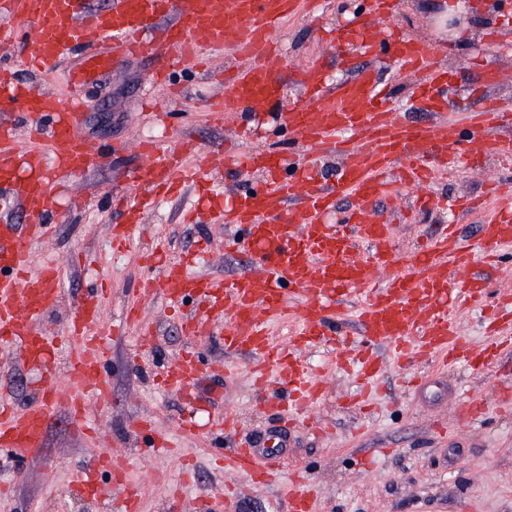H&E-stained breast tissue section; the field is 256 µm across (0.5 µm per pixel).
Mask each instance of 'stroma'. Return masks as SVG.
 Here are the masks:
<instances>
[{
	"instance_id": "1",
	"label": "stroma",
	"mask_w": 512,
	"mask_h": 512,
	"mask_svg": "<svg viewBox=\"0 0 512 512\" xmlns=\"http://www.w3.org/2000/svg\"><path fill=\"white\" fill-rule=\"evenodd\" d=\"M448 2L399 0L393 23L410 38L436 46V62L447 69L451 91L445 117L456 121L460 108L475 110L481 105L478 97L465 93L478 67L499 72L500 81L491 93L512 102V25L501 23L502 14L512 9V0H462V22L457 26L450 23ZM361 6L362 0H323L319 22H312L303 11L283 21L279 76L284 93L278 112L291 111L299 103L297 66L326 61L332 65L331 77L342 78V71L334 66L336 49L322 39L319 30L357 20ZM203 61L200 68L185 62L172 65V78L182 89L176 98L167 86H149L153 57L147 53L93 83L72 79L79 63L75 56L62 61L47 78L24 70L19 73L44 91L79 96L84 104V134L111 149L99 166L68 177L67 191L76 206L60 202L50 216L51 233L31 246L33 267L48 260L65 263L59 303L42 319L39 331L61 335L76 302L99 282L105 288L100 316L119 332L108 344L112 397L86 405L91 431H73L63 411L52 421L40 457L17 462L0 455V487L10 492L0 502V512H101L99 504L84 499L74 488L71 475L82 461L105 451L129 459L128 482L139 493L140 512H197L199 494L222 496L234 481L218 467L217 449L255 444L273 434L288 438L287 448L277 455L281 480L250 489L247 512H288V488L298 476L314 487L319 512H512V414L496 404L500 387L512 386V354L486 373L465 365L444 373L417 364L411 372L423 386L415 389L404 385L403 372L389 363L388 350H381L380 358L386 363L381 389L367 409L346 402L357 390L352 377L341 370L324 372L326 351L310 349L304 357L315 372L323 373L326 383L321 401L311 411L327 428L324 436L303 425H289L278 410L262 408L251 386L249 358L225 350L220 337L196 342L184 336L178 319L162 301L142 311L155 334V345L143 350L137 361H130L136 331L122 325L126 307L136 299L144 279L161 273L148 259L150 250L164 247L173 261L202 251L193 273L233 279L246 267V252L226 251L223 225L185 223L183 211L201 197L251 190L262 176L208 173L205 184L161 200L146 213L127 247L119 251L112 243V226L118 221L112 198L129 192L142 164L123 150V143L153 133L165 148L188 138L205 149L300 150L273 118L259 119L245 112L217 115L214 105L224 95L225 73L235 61L224 51L204 53ZM378 71L381 80L394 88L390 107L410 122L430 121L429 112L414 99L418 76L396 72L387 63L379 64ZM249 124L259 131L251 140L241 135ZM503 172L495 159L487 158L478 169L439 175L425 191H401L398 206L379 201L377 216L391 224L397 254L411 255L443 224L457 225L467 242H477L483 211L432 213L419 209L417 199L423 193L447 198L468 195L484 198L490 209L495 201L486 197V184ZM189 348L200 352L208 368L198 383L205 400L194 410L183 404L178 393L156 387L157 377ZM225 363L232 365V373L212 374V367ZM472 400L482 401L485 410L468 423L461 420L459 410ZM227 414L239 420L233 434L221 438L207 430L209 419ZM138 419L149 421L147 433L133 431L131 424ZM188 419L195 423V430L186 429ZM157 433L169 437L178 450L176 456L149 454Z\"/></svg>"
}]
</instances>
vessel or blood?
<instances>
[{
  "instance_id": "1",
  "label": "vessel or blood",
  "mask_w": 512,
  "mask_h": 512,
  "mask_svg": "<svg viewBox=\"0 0 512 512\" xmlns=\"http://www.w3.org/2000/svg\"><path fill=\"white\" fill-rule=\"evenodd\" d=\"M316 0H106L90 7L88 0H0V45L12 47L24 67L54 72L64 59L82 54L80 78L121 65L151 52L154 83H170L173 59L196 61L201 48L227 49L244 62L227 78L219 106L225 112L262 116L271 112L282 93L274 68L278 57L275 33L299 2ZM396 0H368L359 24L339 28L330 36L342 54L350 77L329 82L323 66L299 67L303 98L287 125L304 145L300 155L221 148L204 151L205 167L187 165L200 152L195 142L176 143L159 151L155 142L134 148L143 159L135 176L142 193L120 199L121 220L114 237L139 223L156 198L187 183L200 182L206 167L237 173L260 171L261 187L234 196L211 212L213 223L235 228L229 244L247 243L251 259L233 280L195 275L187 264L168 266L161 279L144 281L139 302L128 308L125 322L139 325L140 306L163 298L174 309L193 302L196 312L183 318L185 335H222L225 349L248 355L257 387L270 391L289 416L310 410L322 392L320 379L299 358L300 350L329 345L341 312L340 297L357 299L360 338L348 341L334 355L335 364L353 363L357 377L373 384L380 365L378 347H390L398 362L436 358L446 368L459 362L485 371L504 352L512 351V293L488 301L484 279L475 269L499 264L504 246H512V180L498 178L486 185L496 209L479 227L476 247L466 246L455 225L423 245L408 263H399L392 246L391 225L376 221L370 207L387 196L394 183L420 188L436 166L456 169L474 165L476 157L462 152L457 128L447 122L414 124L387 109L390 86L374 70L354 68L349 51L359 47L372 58H387L399 70L424 76L425 90H436V110L448 102V78L432 63L430 45L386 30L384 21L396 12ZM173 17L161 28L160 18ZM493 71L478 74L471 91L480 96L479 109L464 113L467 127L481 135V153L512 162V109L488 95L497 83ZM22 113L30 136L46 141V149H21L17 129L0 123V210L21 205L24 226L0 221V357L17 358L35 377L29 401L22 406L0 397V450L27 461L43 452L47 426L55 412L67 410L81 422L88 400H107L110 382L104 374L105 336L99 329L102 290L93 288L79 300L67 319V333L45 336L40 320L59 301L63 267L44 263L30 268V245L46 236L47 217L59 203L64 179L98 165L101 146L83 134L78 99L50 94L17 81L10 66L0 67V108ZM339 156L335 187H328L320 163ZM349 200L342 223H330L337 195ZM364 241L370 256L361 255ZM302 297L299 322L287 342L275 341L270 325L287 314V295ZM489 315L488 334L475 343L462 335L459 310ZM66 371L68 385L57 382ZM202 369L189 350L167 372L161 384L176 389L190 405L200 400L196 384ZM274 446L239 445L224 455V468L258 486L276 479L271 462ZM127 460L102 452L79 469L74 485L92 497L103 512H138L137 493L128 488ZM289 512H316V496L294 480Z\"/></svg>"
}]
</instances>
